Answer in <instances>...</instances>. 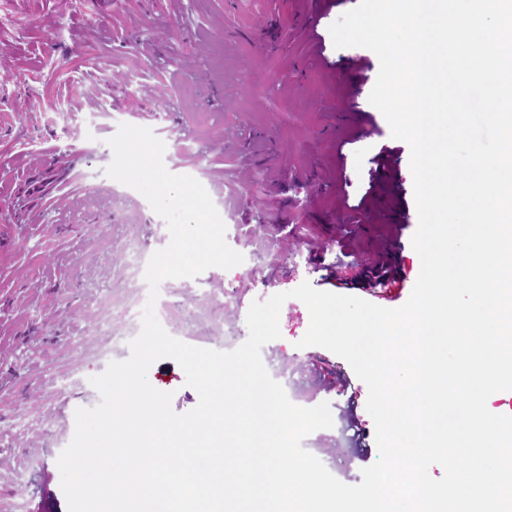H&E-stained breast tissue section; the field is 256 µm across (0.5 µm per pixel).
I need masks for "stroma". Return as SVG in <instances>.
<instances>
[{
    "label": "stroma",
    "instance_id": "1",
    "mask_svg": "<svg viewBox=\"0 0 512 512\" xmlns=\"http://www.w3.org/2000/svg\"><path fill=\"white\" fill-rule=\"evenodd\" d=\"M312 2L0 0V232L11 239L0 246V512H68L57 459L75 411L100 401L91 377L128 358L145 269L170 242L147 200L105 173L120 124L152 129L167 170L206 188L244 257L160 284L155 312L171 336L233 350L248 338L253 301L305 281L385 308L410 297L421 269L414 212L403 280L377 293L354 284L390 246L396 218L382 191L368 201L376 221L349 222L346 205L358 203L383 147L413 202L410 148L369 102L377 56L333 44L330 25L359 0H331L315 26ZM360 109L373 114L365 135L345 121ZM348 234L357 246L344 252ZM309 323L306 306L287 300L262 359L284 371L300 406L329 404L333 427L302 445L355 485L379 458L368 388L343 358L299 347ZM331 367L351 395L328 388ZM148 380L172 393L175 412L198 403L172 359Z\"/></svg>",
    "mask_w": 512,
    "mask_h": 512
}]
</instances>
